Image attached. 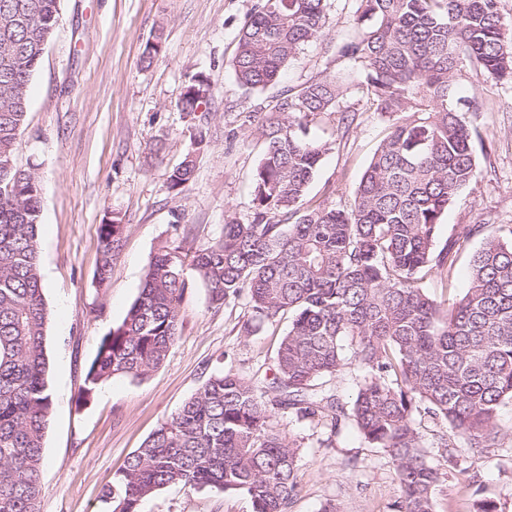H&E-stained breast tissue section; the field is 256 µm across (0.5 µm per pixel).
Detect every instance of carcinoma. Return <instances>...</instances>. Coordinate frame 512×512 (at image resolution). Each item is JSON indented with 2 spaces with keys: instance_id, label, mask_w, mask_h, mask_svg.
Listing matches in <instances>:
<instances>
[{
  "instance_id": "cac0c4a2",
  "label": "carcinoma",
  "mask_w": 512,
  "mask_h": 512,
  "mask_svg": "<svg viewBox=\"0 0 512 512\" xmlns=\"http://www.w3.org/2000/svg\"><path fill=\"white\" fill-rule=\"evenodd\" d=\"M499 0H356L357 32L336 48L364 77L376 111L392 117L350 209L304 208L327 144L304 120L339 106L335 78L290 89L264 115L265 151L252 179V220L224 225L214 244L151 257L125 318L100 339L78 401L115 377L143 380L176 340L186 271L222 306L247 293L260 325L290 313L276 353L270 398L231 371L211 375L126 460L102 495L109 512H142L158 490L181 485L250 497L253 512H288L300 478L297 446L270 424L272 408L342 421L392 459L401 512H435L440 465L429 461L418 419L440 423L433 447L455 442L484 452L500 445L498 407L512 401V242L488 239L470 259L468 288L443 309L421 286L452 275L479 231L467 225L442 249V216L478 167L465 114L476 97L452 95L464 61L512 85V38ZM61 0H0V512H38L43 447L53 401L47 382L48 309L39 263L41 186L16 164L29 112V85L50 42ZM326 0H262L239 33L232 70L263 91L318 40ZM191 78L180 100L194 112L208 90ZM194 160L172 170L168 189L192 181ZM122 225H101L104 283ZM362 370L350 407L317 386L345 366L343 340Z\"/></svg>"
}]
</instances>
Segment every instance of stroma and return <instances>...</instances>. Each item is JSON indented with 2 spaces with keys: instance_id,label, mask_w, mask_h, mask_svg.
<instances>
[{
  "instance_id": "obj_1",
  "label": "stroma",
  "mask_w": 512,
  "mask_h": 512,
  "mask_svg": "<svg viewBox=\"0 0 512 512\" xmlns=\"http://www.w3.org/2000/svg\"><path fill=\"white\" fill-rule=\"evenodd\" d=\"M260 0H62L61 14L29 88L28 125L17 161L42 186L40 268L49 311L46 351L53 410L43 453L39 512H106L102 494L127 457L213 374L233 370L268 388L289 317L246 332L247 296L212 306L193 284L180 305L179 336L164 363L142 381L116 377L88 403H78L99 341L121 323L139 293L152 254L163 244L206 247L227 222L252 216V176L264 142L255 126L286 90L327 76L349 88L335 112L309 127L328 146L310 183L307 206L347 208L390 120L376 112L351 63L336 46L356 32L352 0H328L318 40L290 60L279 82L249 92L231 63L240 30ZM161 51L145 63L148 39ZM204 75L210 94L199 111L179 101L189 79ZM457 95L483 103L466 120L478 162L476 182L462 189L442 217L438 246L464 224L479 225L452 278L427 276L436 301L452 304L468 287L470 253L490 237L512 240V87L467 70ZM206 142L195 147L193 137ZM195 173L183 193L167 179L186 155ZM122 224L121 247L106 283L100 226ZM273 427L296 442L301 486L290 512H397L395 466L367 444L351 422L334 440L311 419L274 410ZM496 424L504 444L480 454L457 445V467L445 470L435 512H478L483 500L512 512V401ZM143 512H253L244 494L172 485L146 500Z\"/></svg>"
}]
</instances>
